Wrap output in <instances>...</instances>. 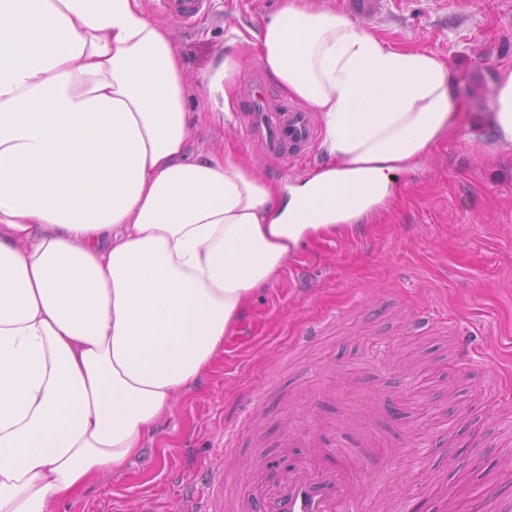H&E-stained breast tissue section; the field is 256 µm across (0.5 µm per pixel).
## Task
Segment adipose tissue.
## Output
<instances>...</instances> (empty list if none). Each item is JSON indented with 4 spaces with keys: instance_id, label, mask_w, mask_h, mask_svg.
<instances>
[{
    "instance_id": "obj_1",
    "label": "adipose tissue",
    "mask_w": 512,
    "mask_h": 512,
    "mask_svg": "<svg viewBox=\"0 0 512 512\" xmlns=\"http://www.w3.org/2000/svg\"><path fill=\"white\" fill-rule=\"evenodd\" d=\"M321 124L316 169L275 181L197 144L170 22L148 0H0V512H50L121 472L304 243L370 223L457 128V78L327 0L251 32ZM240 53L199 76L227 97ZM490 152H512V67Z\"/></svg>"
}]
</instances>
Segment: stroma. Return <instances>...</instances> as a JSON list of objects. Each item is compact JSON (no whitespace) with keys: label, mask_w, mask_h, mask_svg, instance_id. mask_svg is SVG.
<instances>
[{"label":"stroma","mask_w":512,"mask_h":512,"mask_svg":"<svg viewBox=\"0 0 512 512\" xmlns=\"http://www.w3.org/2000/svg\"><path fill=\"white\" fill-rule=\"evenodd\" d=\"M330 0L394 44L446 58L466 114L426 165L400 180L377 222L307 243L256 292L224 356L148 436L123 473H106L76 502L51 512H136L144 496L171 512L202 460L224 463V493L284 472L286 441L336 427V459L355 463L357 512H512V416L481 398L489 370L512 360V156L487 150L477 113L491 109V71L512 66V0ZM280 0H209L173 37L186 73L208 70L232 31L247 33ZM209 113L202 144L221 139L261 174L317 167L274 165ZM451 321L453 329L442 326ZM379 435L364 461L361 432Z\"/></svg>","instance_id":"obj_1"}]
</instances>
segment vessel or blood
I'll list each match as a JSON object with an SVG mask.
<instances>
[{
	"label": "vessel or blood",
	"instance_id": "b4317fda",
	"mask_svg": "<svg viewBox=\"0 0 512 512\" xmlns=\"http://www.w3.org/2000/svg\"><path fill=\"white\" fill-rule=\"evenodd\" d=\"M243 121L240 133L257 140L272 160L306 158L317 137L312 115L266 93L260 75L241 85ZM297 446L307 454L273 485L256 483L246 494V512H350L354 497L342 464H328L336 446L333 432L297 433ZM194 490L180 495L177 512H223L224 468L209 464L193 479Z\"/></svg>",
	"mask_w": 512,
	"mask_h": 512
}]
</instances>
